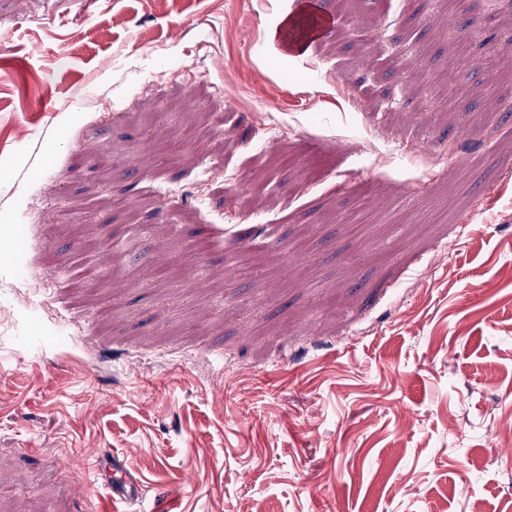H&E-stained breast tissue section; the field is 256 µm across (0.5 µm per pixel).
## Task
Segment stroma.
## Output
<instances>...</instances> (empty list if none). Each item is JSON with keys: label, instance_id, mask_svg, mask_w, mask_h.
<instances>
[{"label": "stroma", "instance_id": "stroma-1", "mask_svg": "<svg viewBox=\"0 0 512 512\" xmlns=\"http://www.w3.org/2000/svg\"><path fill=\"white\" fill-rule=\"evenodd\" d=\"M321 2L0 0V512H512V67ZM293 2L292 13L298 15L302 21L317 24V32L324 34L333 25V19L317 11V0H296ZM305 8V11H303ZM302 10V11H301Z\"/></svg>", "mask_w": 512, "mask_h": 512}]
</instances>
